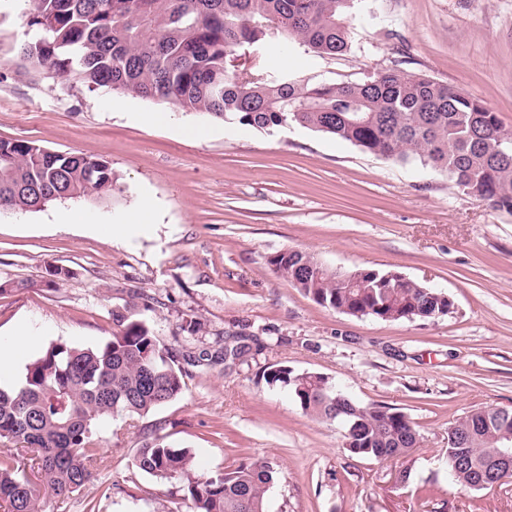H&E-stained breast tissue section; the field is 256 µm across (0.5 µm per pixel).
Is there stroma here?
I'll return each instance as SVG.
<instances>
[{"instance_id": "35a3bbf8", "label": "stroma", "mask_w": 512, "mask_h": 512, "mask_svg": "<svg viewBox=\"0 0 512 512\" xmlns=\"http://www.w3.org/2000/svg\"><path fill=\"white\" fill-rule=\"evenodd\" d=\"M28 14L0 0V139L103 158L122 192L0 209V337L26 324L41 349L96 347L137 292L166 346L214 350L232 335L249 345L240 358L188 367L183 396L147 416L103 422L104 467L75 500L46 497V512H81L83 500L103 512H189L171 485L132 465L153 434L190 448L210 475L270 462L268 512H512V484L465 492L446 464L451 423L512 408V213L300 126L258 130L50 76L20 54L36 34ZM350 14L347 52L294 44L268 53V68L336 83L403 69L481 100L512 129V0H355ZM145 204L128 240L100 231L107 216ZM62 211L74 224L56 222ZM288 249L344 271L400 273L448 293L454 308L379 321L322 307L272 272L269 257ZM53 267L71 278L47 286ZM192 317L202 323L193 336ZM275 363L400 409L418 447L387 461L351 455L338 423L266 384Z\"/></svg>"}]
</instances>
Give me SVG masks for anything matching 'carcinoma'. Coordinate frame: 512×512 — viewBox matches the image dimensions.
Listing matches in <instances>:
<instances>
[{
	"instance_id": "1",
	"label": "carcinoma",
	"mask_w": 512,
	"mask_h": 512,
	"mask_svg": "<svg viewBox=\"0 0 512 512\" xmlns=\"http://www.w3.org/2000/svg\"><path fill=\"white\" fill-rule=\"evenodd\" d=\"M353 0H34L28 23L37 38L21 52L55 77L89 89L172 104L243 126L269 130L296 124L349 142L402 165L419 164L448 178L465 194L512 211V130L482 101L428 77L400 69L359 83L295 78L269 70L268 49L292 38L320 56L345 53ZM241 53L251 66L239 68ZM121 191L108 161L56 153L22 140H0V208L39 210L47 204ZM272 271L320 306L382 321L445 316L448 294L411 279L362 268L342 272L315 256L286 250ZM112 336L96 348L50 345L26 367L21 381L0 387V508L44 512V497L62 501L104 466L97 429L119 416L148 415L184 392L185 369L208 358L218 363L246 352L238 337L215 353L178 357L155 336L135 303L112 314ZM263 378L285 388L302 412L345 421V448L378 461L400 457L419 443L409 418L396 408L355 402L317 372L272 364ZM448 431V472L460 488L479 490L512 409L481 407ZM31 449L23 464L8 445ZM133 465L169 483L190 512H268L276 479L266 461L242 463L208 476L187 447L161 436L137 449Z\"/></svg>"
}]
</instances>
